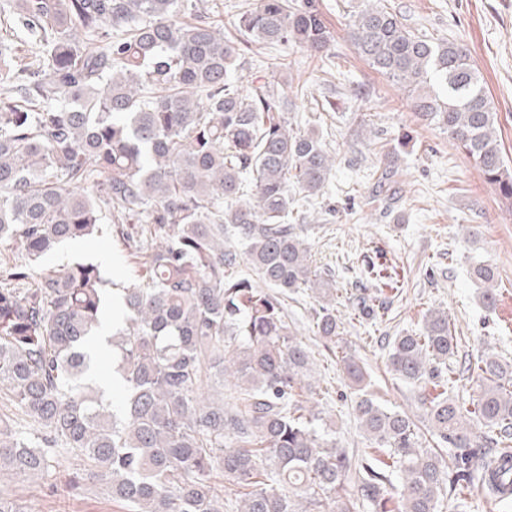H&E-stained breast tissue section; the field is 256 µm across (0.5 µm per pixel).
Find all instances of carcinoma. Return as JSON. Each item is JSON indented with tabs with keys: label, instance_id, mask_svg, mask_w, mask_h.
I'll return each instance as SVG.
<instances>
[{
	"label": "carcinoma",
	"instance_id": "1",
	"mask_svg": "<svg viewBox=\"0 0 512 512\" xmlns=\"http://www.w3.org/2000/svg\"><path fill=\"white\" fill-rule=\"evenodd\" d=\"M0 15L38 35L48 61L43 74L0 44V242L26 252L0 276V393L40 428L31 438L0 415V480L46 482L74 454L84 476L72 489L99 483L126 512H438L441 496L476 480L495 499L512 494V362L480 357L470 408L426 394L457 382L445 311L388 354L396 378L418 388L430 435L404 412L356 401L370 447L387 449L384 468L353 463L308 405L311 355L288 327L284 295L318 294L314 332L336 343L333 281L312 269L296 199L319 196L334 161L319 132L292 128L284 92L269 81L243 90L233 74L242 44L324 52L334 35L316 0H257L237 18L236 41L189 0H0ZM347 18L356 53L407 89L411 110L512 211V164L468 49L409 30L382 0H361ZM394 174L389 161L378 181L390 201ZM105 210L130 225L124 245L147 256L141 282L120 288L107 337L118 405L83 349L112 280L87 261L43 268L26 287L48 253L97 231ZM243 262L265 288L240 274ZM473 276L493 308V268ZM343 368L363 383L355 358ZM217 472L238 486L240 508L217 491Z\"/></svg>",
	"mask_w": 512,
	"mask_h": 512
}]
</instances>
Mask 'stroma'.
<instances>
[{
  "label": "stroma",
  "mask_w": 512,
  "mask_h": 512,
  "mask_svg": "<svg viewBox=\"0 0 512 512\" xmlns=\"http://www.w3.org/2000/svg\"><path fill=\"white\" fill-rule=\"evenodd\" d=\"M334 34L331 69L309 52L253 44L242 53L244 83L275 77L288 96L290 114L302 128H318L335 159L319 197L306 205L303 235L318 271L336 281V314L342 326L335 349L312 329L318 301L310 290L289 295L288 326L312 353L314 378L322 390L317 408L330 423L340 447L371 465L387 459L385 449L370 447L354 405L358 391L346 378L341 358L354 356L364 367L368 393L381 405L407 413L421 428L429 424L418 390L387 368L395 336L421 331L431 310L448 314L458 350L448 360L458 371L485 354L512 360V213L495 188L453 141L436 126L419 120L408 93L374 72L354 51L345 27L348 5L361 0H317ZM410 30L464 44L480 69L498 114L500 143L512 157V0H386ZM283 67H276V60ZM304 94H296L298 84ZM334 109L320 112L317 102ZM389 156L397 171L398 200L385 204L374 196L379 160ZM478 229L466 237V226ZM116 224L103 221L98 233L80 246L67 245L47 257V265L68 266L107 253L115 280L128 282L141 272L140 257L122 246ZM491 265L498 295L494 311L482 305L483 287L471 279V261ZM384 269V279L370 267ZM82 461L59 457L54 486L15 477L0 489L27 512H123L107 501L101 487L76 494L67 485ZM441 512H512V497L491 500L473 484Z\"/></svg>",
  "instance_id": "1"
}]
</instances>
